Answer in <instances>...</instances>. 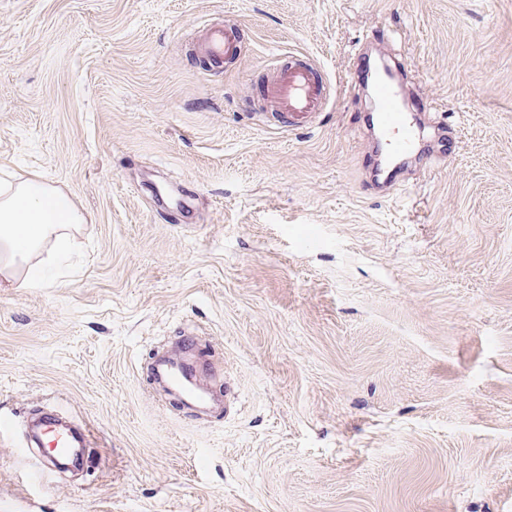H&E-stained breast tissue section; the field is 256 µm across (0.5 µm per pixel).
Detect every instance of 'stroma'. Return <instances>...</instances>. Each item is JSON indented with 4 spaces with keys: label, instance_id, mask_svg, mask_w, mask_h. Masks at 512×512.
<instances>
[{
    "label": "stroma",
    "instance_id": "stroma-1",
    "mask_svg": "<svg viewBox=\"0 0 512 512\" xmlns=\"http://www.w3.org/2000/svg\"><path fill=\"white\" fill-rule=\"evenodd\" d=\"M227 21L213 68L190 45ZM363 42L439 103L390 193ZM291 58L333 106L257 125ZM4 172L88 222L41 287L0 279V512H512V0H0ZM181 181L185 222L154 196ZM187 330L207 416L149 372ZM44 407L89 428L81 477L29 462ZM236 24L212 25L196 44L197 54L210 64L236 60L241 51V36Z\"/></svg>",
    "mask_w": 512,
    "mask_h": 512
}]
</instances>
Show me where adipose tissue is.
I'll list each match as a JSON object with an SVG mask.
<instances>
[{"mask_svg":"<svg viewBox=\"0 0 512 512\" xmlns=\"http://www.w3.org/2000/svg\"><path fill=\"white\" fill-rule=\"evenodd\" d=\"M85 217L61 190L32 178L0 186V276L19 287L39 286L41 275L31 264L47 243L50 259L71 245L70 230Z\"/></svg>","mask_w":512,"mask_h":512,"instance_id":"adipose-tissue-1","label":"adipose tissue"}]
</instances>
